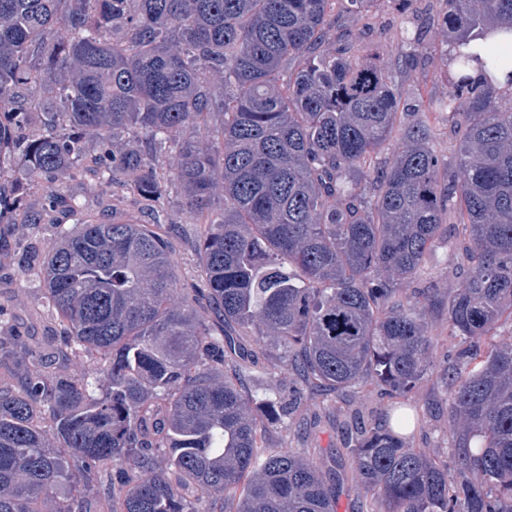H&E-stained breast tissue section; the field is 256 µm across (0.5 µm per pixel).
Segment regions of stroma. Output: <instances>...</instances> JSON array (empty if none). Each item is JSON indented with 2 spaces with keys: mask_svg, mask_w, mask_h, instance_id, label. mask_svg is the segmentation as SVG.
I'll return each instance as SVG.
<instances>
[{
  "mask_svg": "<svg viewBox=\"0 0 512 512\" xmlns=\"http://www.w3.org/2000/svg\"><path fill=\"white\" fill-rule=\"evenodd\" d=\"M442 0H412L408 9H400L395 0H379L376 9V23L365 27L363 19L353 17L342 20V28L356 34L353 52L360 59L371 58L376 52H383L385 59L397 54L399 29L403 13L413 14L418 19L438 15ZM448 46L444 37L428 36L420 65L411 71L405 86L411 100H429L440 97L447 90ZM37 300L36 292L28 288L20 274L13 269L0 270V302L12 304V321L22 332L41 335V326L28 316L29 309ZM239 342L259 371L258 379L248 385L249 392L258 399L270 397L287 405L288 413L282 416L270 438L286 441L288 447L303 452L306 456L332 466L334 452L343 448L351 438L353 422L373 424L381 420L388 409L387 400L358 393L346 398L313 396L295 403L294 395L299 389L292 373L284 371L267 375L269 360L264 350L256 345L253 337H240ZM410 404L419 415V423L409 436L411 447L441 456H449L448 448V403L446 387L440 373H432L418 387Z\"/></svg>",
  "mask_w": 512,
  "mask_h": 512,
  "instance_id": "stroma-1",
  "label": "stroma"
}]
</instances>
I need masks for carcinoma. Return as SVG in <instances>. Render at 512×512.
Segmentation results:
<instances>
[{
	"label": "carcinoma",
	"instance_id": "obj_1",
	"mask_svg": "<svg viewBox=\"0 0 512 512\" xmlns=\"http://www.w3.org/2000/svg\"><path fill=\"white\" fill-rule=\"evenodd\" d=\"M338 1L378 2L0 0V264L39 280L51 330L21 336L0 306V512H337L343 477L272 444L260 416L277 403L249 395L232 333L314 395L408 397L439 320L456 469L408 446L404 411L361 426L362 510L512 512V107L469 76L470 44L512 32V0H442L456 73L409 112L428 26L404 30L393 65L363 63ZM483 50L512 85V58ZM115 183L121 198L88 208ZM172 198L195 236L187 287L169 241L183 225L160 219ZM441 240L458 286L404 288ZM84 357L103 365L69 370ZM78 483L87 496L58 500Z\"/></svg>",
	"mask_w": 512,
	"mask_h": 512
}]
</instances>
